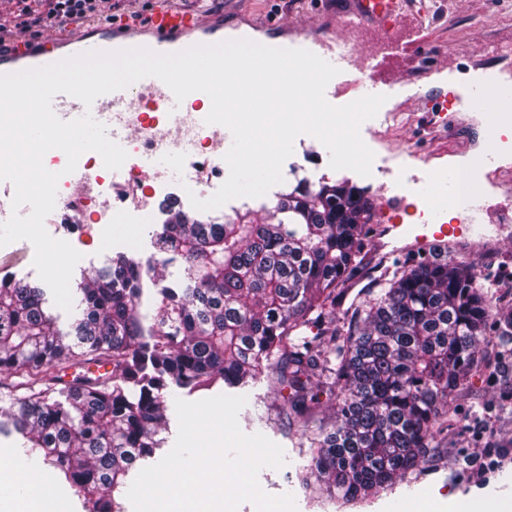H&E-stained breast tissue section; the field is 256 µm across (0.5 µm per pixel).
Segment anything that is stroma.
I'll return each mask as SVG.
<instances>
[{"instance_id":"35a3bbf8","label":"stroma","mask_w":512,"mask_h":512,"mask_svg":"<svg viewBox=\"0 0 512 512\" xmlns=\"http://www.w3.org/2000/svg\"><path fill=\"white\" fill-rule=\"evenodd\" d=\"M448 7V23L434 28L433 34L446 53L441 58L446 70L437 76L438 88L461 91L479 79H512V55L491 56L486 47L491 43L512 42V0H444ZM186 7H213L238 13L242 18L263 22L278 18L298 29L318 26L320 20H332L344 6L343 0H323L321 9H314L309 0H184ZM16 0H0V19L6 21L5 40L20 37L36 39L45 34L62 36L77 29L74 21L53 23L15 22ZM420 112H401L391 121L375 116L365 121L360 135L372 150V173L364 177L354 171L334 170L329 166V152L316 138L302 134L294 141V151L282 167L283 181L258 198L240 197L222 207L201 211L193 207L183 186H175L178 207L190 217L223 221L238 211L252 210L264 214L273 208L281 193L287 192L298 179L312 184L346 179L365 190L372 205L373 223L420 224L424 218L416 206L415 196H407L401 209L388 208L384 187L398 174L424 178L430 169L468 168L473 159L488 146H495L504 171L498 181L478 179L476 189L482 205L479 221L483 238L463 245L449 253V260L473 266L477 282L488 288L494 304L512 305V138L493 140L481 110L462 107L450 117L448 125L438 131L428 130ZM164 214H157L154 225L137 227V239L127 244L129 227L125 224H92L78 226L69 232L67 225L47 224L48 234L67 241L81 253L72 279L110 265L116 252L129 251L138 259L159 256L156 227L163 224ZM35 248L26 240L0 246V277L40 285L41 279L33 265ZM488 357L495 365L492 376L473 382L457 396L455 403L462 420L448 431V443L424 452L418 467L404 480L381 491L377 496L341 506L317 502L303 489L301 477L310 458L302 452L300 435L282 419L281 401L266 379L249 381L234 388L233 393L245 397L238 414L241 431L261 434L280 445L285 463L281 468H262L258 475L261 488L268 494H292L296 512H495L497 502L486 497L485 486L494 482L495 474L468 466L470 458L480 456L487 448L512 449V338L503 337Z\"/></svg>"}]
</instances>
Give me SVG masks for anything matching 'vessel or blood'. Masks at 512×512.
<instances>
[{
  "label": "vessel or blood",
  "mask_w": 512,
  "mask_h": 512,
  "mask_svg": "<svg viewBox=\"0 0 512 512\" xmlns=\"http://www.w3.org/2000/svg\"><path fill=\"white\" fill-rule=\"evenodd\" d=\"M440 11L429 6L428 0H345V7L338 23L349 30L372 31L377 39L395 53L407 52L425 74L440 72L437 54L431 53L429 31L431 23L443 20ZM224 14L207 9L190 11L179 7L175 0H156L144 18L112 17V19L87 25L66 38L57 37L33 41L18 39L0 43V74H11L38 68L88 51L112 52L128 48L144 47L158 53L178 52L195 45L214 44L224 39ZM268 46L313 50L319 38L316 32L300 31L295 27L273 21L261 25ZM325 61L337 67L338 73L329 82L325 93L328 102H335L348 90H356L359 96L382 95V106L387 114L402 111L397 100L395 82H382L375 74L380 67L377 59H369L360 78H352L356 49L345 37L334 38L323 52ZM415 99L426 109L429 119L444 123L456 106L469 104L484 107L487 100L500 104L512 102V82L508 80L470 84L465 93L421 92ZM208 95L190 93L184 103H177L170 88L155 77L142 78L131 85L97 97L92 106H85L79 99L59 94L51 106L55 115L63 121H71L91 114L103 124L108 138L121 146L128 154L126 161L113 171L111 180H104L91 171L85 162H78L72 173H65L67 157L61 150L50 153L51 172L60 176L56 203L62 206L63 216L73 223L85 220L77 202L84 195H91L99 214L116 224H134L138 217L122 208L125 195L135 190L137 183L133 172L140 171L152 178L168 179L169 172L178 168L183 160L196 157L201 141H209L213 147L207 159L206 174L192 172L189 181L206 177L210 187L224 182V156L233 143L231 131L220 124L207 123ZM503 171L496 149H489L481 156L477 167L464 174L454 168H438L422 180L420 193L425 205L434 216H441L451 208L478 209L477 198L466 190L470 179L498 178ZM14 193L10 182L0 183V223L7 222L12 213L26 216L29 205L13 208ZM382 233L401 242L404 250L418 256H428L437 247L455 244L458 236L452 225L438 224L419 229L410 224H386Z\"/></svg>",
  "instance_id": "1"
}]
</instances>
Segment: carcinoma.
Wrapping results in <instances>:
<instances>
[{"label": "carcinoma", "mask_w": 512, "mask_h": 512, "mask_svg": "<svg viewBox=\"0 0 512 512\" xmlns=\"http://www.w3.org/2000/svg\"><path fill=\"white\" fill-rule=\"evenodd\" d=\"M163 212L169 257L120 251L78 284L74 344L43 289L0 278V372L29 389L0 408V435L19 434L18 463L53 471L86 512H122L131 476L160 448L173 389L262 376L308 447L305 485L344 504L374 496L442 444L457 392L494 373L484 349L512 334V308L491 307L472 266L441 254L397 262L379 287L353 292L372 261L371 206L343 179L298 181L262 220ZM178 258L187 267L172 287L157 266ZM147 280L152 313L140 302ZM77 355L112 369L62 380ZM323 397L332 415L313 430Z\"/></svg>", "instance_id": "obj_1"}]
</instances>
